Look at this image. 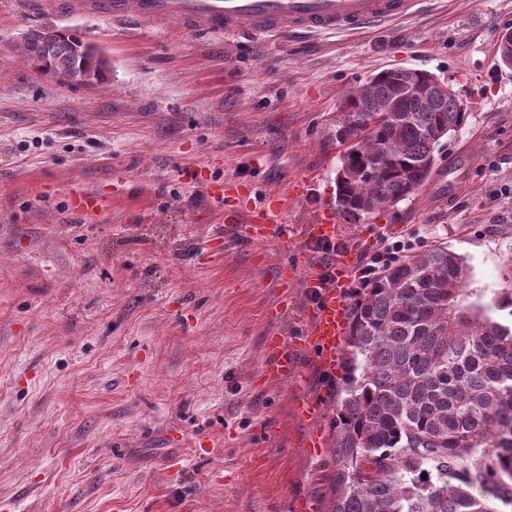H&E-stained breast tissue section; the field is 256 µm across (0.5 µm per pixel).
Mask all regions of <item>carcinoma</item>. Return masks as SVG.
<instances>
[{"mask_svg":"<svg viewBox=\"0 0 512 512\" xmlns=\"http://www.w3.org/2000/svg\"><path fill=\"white\" fill-rule=\"evenodd\" d=\"M22 50L59 85L108 80L103 52L73 34L33 28ZM410 85L418 90L403 94ZM344 105L336 142L350 146L336 184L341 206L357 214L412 198L442 138L467 118L458 96L414 68L371 74ZM465 268L438 245L353 292L329 512H492L476 489L512 505V287L486 305L467 288ZM489 441L493 455L482 452Z\"/></svg>","mask_w":512,"mask_h":512,"instance_id":"obj_1","label":"carcinoma"}]
</instances>
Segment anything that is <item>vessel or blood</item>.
Segmentation results:
<instances>
[{
    "label": "vessel or blood",
    "instance_id": "obj_1",
    "mask_svg": "<svg viewBox=\"0 0 512 512\" xmlns=\"http://www.w3.org/2000/svg\"><path fill=\"white\" fill-rule=\"evenodd\" d=\"M415 3L416 0H21V9L30 16L50 11L64 18L119 22L134 31L145 23L163 30L176 20L187 31L261 38L359 32L408 14ZM69 206L89 224L99 223L104 212L102 196L93 191H72ZM284 212L283 198L271 195L263 206H240L229 216L234 223L253 226L251 242L264 244L290 232ZM341 232L334 208L324 204L309 217L302 237L307 246L336 239ZM350 266L349 257L340 255L333 259L331 268H324L306 247L280 263L277 287L314 288L318 299L306 310V328L301 336L291 341L276 331L265 336L260 374L266 383L281 385L295 379L298 355L306 351L314 352L323 368H335L348 329Z\"/></svg>",
    "mask_w": 512,
    "mask_h": 512
}]
</instances>
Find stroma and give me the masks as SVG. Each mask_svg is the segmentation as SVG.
Listing matches in <instances>:
<instances>
[{"label":"stroma","instance_id":"obj_1","mask_svg":"<svg viewBox=\"0 0 512 512\" xmlns=\"http://www.w3.org/2000/svg\"><path fill=\"white\" fill-rule=\"evenodd\" d=\"M512 0H420L357 33L224 39L32 17L0 0V512H327L340 372L313 352L298 381L260 386L263 339L305 329L312 290L275 286L321 204L345 227L337 254L445 245L485 303L512 278V69L497 65ZM69 30L112 65L101 86H61L23 60L27 30ZM449 81L467 120L443 139L412 199L370 214L337 206L336 120L378 70ZM253 202L300 190L291 238L259 246L195 182ZM107 196L102 223L68 207ZM283 308L279 322L268 309ZM314 398V421L293 399ZM320 430L310 456L302 439ZM214 443L194 451L197 439Z\"/></svg>","mask_w":512,"mask_h":512}]
</instances>
